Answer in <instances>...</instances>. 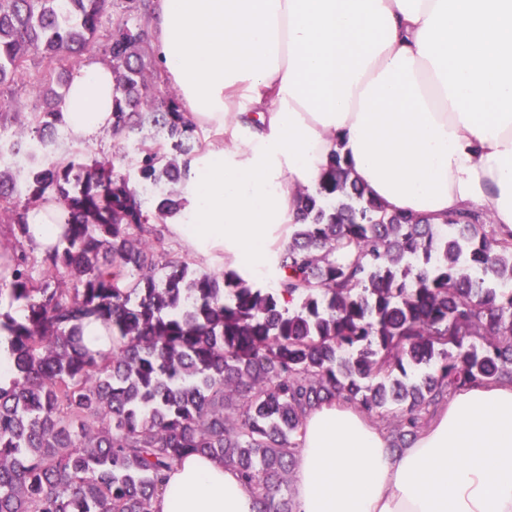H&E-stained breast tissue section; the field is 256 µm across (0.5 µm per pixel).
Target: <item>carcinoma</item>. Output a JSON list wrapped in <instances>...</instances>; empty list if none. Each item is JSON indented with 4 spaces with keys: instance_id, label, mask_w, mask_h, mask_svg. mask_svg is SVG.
<instances>
[{
    "instance_id": "cac0c4a2",
    "label": "carcinoma",
    "mask_w": 512,
    "mask_h": 512,
    "mask_svg": "<svg viewBox=\"0 0 512 512\" xmlns=\"http://www.w3.org/2000/svg\"><path fill=\"white\" fill-rule=\"evenodd\" d=\"M145 2L107 27L108 0H0V87L38 53L46 96L10 146L34 162L24 182L0 167V223L27 239L28 212L52 201L66 226L51 251L0 252V302L22 311L0 312L14 358L0 385V512H155L190 454L236 468L256 512H294L288 476L313 408L393 413L402 444L448 391L512 382V230L483 212L436 225L389 211L337 155L315 192L296 194L273 284L189 272L162 232L144 235L143 187L177 184L195 142L178 91L154 89ZM100 47L121 91L112 156L38 161L75 62ZM130 140L134 183L115 166ZM152 206L174 217L185 201L172 189ZM67 279L77 287H51ZM92 319L106 354L84 342Z\"/></svg>"
}]
</instances>
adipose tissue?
Listing matches in <instances>:
<instances>
[{"instance_id": "obj_1", "label": "adipose tissue", "mask_w": 512, "mask_h": 512, "mask_svg": "<svg viewBox=\"0 0 512 512\" xmlns=\"http://www.w3.org/2000/svg\"><path fill=\"white\" fill-rule=\"evenodd\" d=\"M157 61L205 135L167 225L184 252L262 279L331 158L367 196L442 223L487 210L512 228V0H153ZM110 65L74 77L61 129H112ZM55 204L29 214L39 252ZM295 512H512V383L458 388L402 450L347 402L298 437ZM222 460L192 454L156 512H254Z\"/></svg>"}]
</instances>
